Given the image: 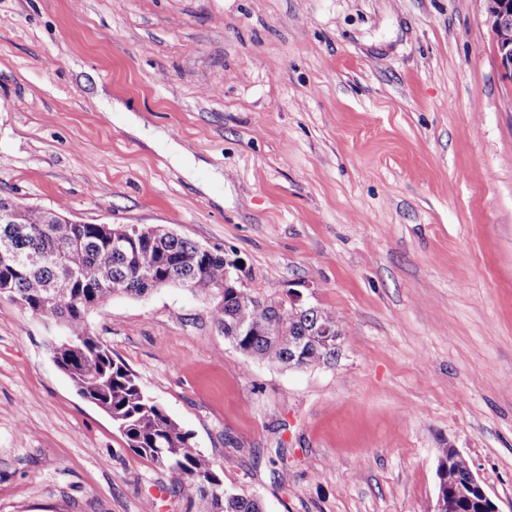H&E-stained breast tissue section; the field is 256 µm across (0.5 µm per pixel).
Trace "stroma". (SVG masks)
<instances>
[{
	"instance_id": "obj_1",
	"label": "stroma",
	"mask_w": 512,
	"mask_h": 512,
	"mask_svg": "<svg viewBox=\"0 0 512 512\" xmlns=\"http://www.w3.org/2000/svg\"><path fill=\"white\" fill-rule=\"evenodd\" d=\"M0 198L166 225L342 317L336 360L290 370L184 288L88 317L265 512H433L448 446L512 512V78L484 0H0ZM52 334L0 296V512H185Z\"/></svg>"
}]
</instances>
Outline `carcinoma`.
I'll use <instances>...</instances> for the list:
<instances>
[{
	"label": "carcinoma",
	"mask_w": 512,
	"mask_h": 512,
	"mask_svg": "<svg viewBox=\"0 0 512 512\" xmlns=\"http://www.w3.org/2000/svg\"><path fill=\"white\" fill-rule=\"evenodd\" d=\"M14 247L41 252L48 262L20 268L0 260V290L36 318L61 332L51 347L60 371L77 392L111 418L127 447L171 474V493L185 499L187 512H264L261 499L229 490L216 463L194 449L193 436L154 400L137 374L87 326L90 312L115 296L149 294L144 280L186 283L211 293L213 322L248 358L288 368L328 364L336 344L325 343L317 326L343 331L336 311L312 307L285 314L283 331L269 332L268 305L248 288L224 287V253L206 252L158 225L153 246L133 225L75 224L62 209L25 206L15 225ZM242 326V333L233 327Z\"/></svg>",
	"instance_id": "1"
}]
</instances>
